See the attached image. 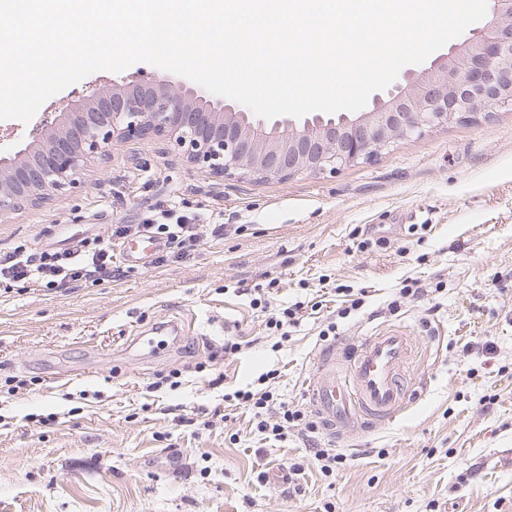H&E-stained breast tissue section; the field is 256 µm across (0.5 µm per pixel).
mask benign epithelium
<instances>
[{"instance_id": "obj_1", "label": "benign epithelium", "mask_w": 512, "mask_h": 512, "mask_svg": "<svg viewBox=\"0 0 512 512\" xmlns=\"http://www.w3.org/2000/svg\"><path fill=\"white\" fill-rule=\"evenodd\" d=\"M491 20L361 112L264 119L187 81L115 84L64 114L38 147L0 155V215L37 208L112 146L145 136L183 149L214 177L287 180L369 160L394 144L512 106V0H490Z\"/></svg>"}]
</instances>
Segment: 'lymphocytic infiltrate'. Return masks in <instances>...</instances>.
<instances>
[{
    "label": "lymphocytic infiltrate",
    "mask_w": 512,
    "mask_h": 512,
    "mask_svg": "<svg viewBox=\"0 0 512 512\" xmlns=\"http://www.w3.org/2000/svg\"><path fill=\"white\" fill-rule=\"evenodd\" d=\"M137 234L165 240V250L153 259L154 265L160 267L171 257L189 256L198 240V227L181 219L173 223L148 219L141 224L116 227L106 238L84 237L64 250L43 248L32 251L20 244L0 254V284L12 287L18 283H34L66 290L87 282L112 280L122 274L116 264V241ZM224 401L228 406L247 410L252 430L275 442L285 441L292 427L308 433L317 430L315 422L302 408L290 405L265 388H240L225 394Z\"/></svg>",
    "instance_id": "1"
}]
</instances>
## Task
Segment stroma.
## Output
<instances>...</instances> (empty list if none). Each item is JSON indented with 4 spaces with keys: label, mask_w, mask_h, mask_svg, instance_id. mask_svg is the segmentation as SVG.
Listing matches in <instances>:
<instances>
[{
    "label": "stroma",
    "mask_w": 512,
    "mask_h": 512,
    "mask_svg": "<svg viewBox=\"0 0 512 512\" xmlns=\"http://www.w3.org/2000/svg\"><path fill=\"white\" fill-rule=\"evenodd\" d=\"M167 76L143 62L92 73L30 123L0 120V153L99 88ZM169 209L224 235L105 283L0 289V512H512V107L286 181L214 178L174 146L134 139L41 207L0 216V250L63 248ZM407 280L420 296L399 299ZM241 281L271 285L272 307L304 302L287 339L269 335ZM345 288L368 295L342 319ZM332 321L353 342L397 326L415 336L404 412L347 443L322 430L274 443L225 410L226 393L275 368L273 391L308 408ZM163 323L176 333L158 336L159 355L130 354ZM228 336L242 350L209 360ZM172 369L178 386H156ZM315 445L347 454L335 476ZM283 464L303 468L290 493L258 482Z\"/></svg>",
    "instance_id": "stroma-1"
}]
</instances>
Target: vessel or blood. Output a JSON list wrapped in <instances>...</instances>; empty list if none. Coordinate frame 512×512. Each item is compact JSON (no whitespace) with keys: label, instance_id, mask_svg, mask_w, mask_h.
Here are the masks:
<instances>
[{"label":"vessel or blood","instance_id":"1","mask_svg":"<svg viewBox=\"0 0 512 512\" xmlns=\"http://www.w3.org/2000/svg\"><path fill=\"white\" fill-rule=\"evenodd\" d=\"M416 349L415 338L398 327L325 349L311 400L329 433L345 438L395 418L410 399L409 366Z\"/></svg>","mask_w":512,"mask_h":512}]
</instances>
